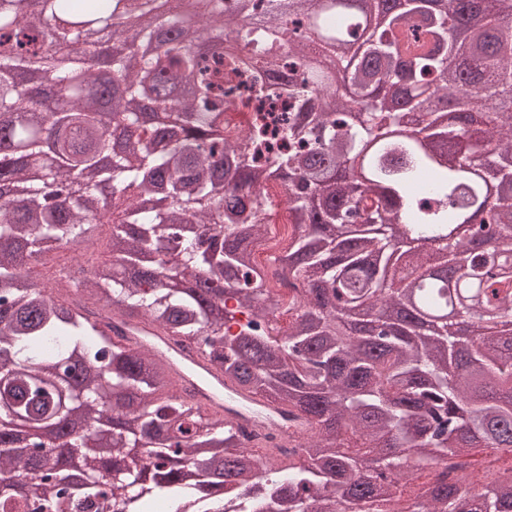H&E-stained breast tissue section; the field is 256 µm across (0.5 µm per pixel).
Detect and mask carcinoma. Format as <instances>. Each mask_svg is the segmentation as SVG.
<instances>
[{
	"label": "carcinoma",
	"mask_w": 512,
	"mask_h": 512,
	"mask_svg": "<svg viewBox=\"0 0 512 512\" xmlns=\"http://www.w3.org/2000/svg\"><path fill=\"white\" fill-rule=\"evenodd\" d=\"M360 2L198 0L187 20L183 0H0V512H512V284L448 238L481 210L475 233L512 247V42L494 0H367L370 29ZM120 22L116 143L82 63ZM242 87L286 123L224 127ZM352 91L376 101L355 112ZM410 114L429 143L389 134ZM273 182L295 224L286 329L253 259ZM392 224L428 248L399 264ZM54 249L84 252L83 278L27 274ZM102 309L311 433L247 446ZM475 317L509 330L474 349L452 328ZM475 448L494 450L481 493Z\"/></svg>",
	"instance_id": "carcinoma-1"
}]
</instances>
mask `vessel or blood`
I'll return each mask as SVG.
<instances>
[{"label": "vessel or blood", "instance_id": "obj_1", "mask_svg": "<svg viewBox=\"0 0 512 512\" xmlns=\"http://www.w3.org/2000/svg\"><path fill=\"white\" fill-rule=\"evenodd\" d=\"M140 332V342L170 363L175 380L190 388L197 400L215 415L237 426L278 431L275 410L265 402L225 385L220 368L202 352L180 347L152 326H141Z\"/></svg>", "mask_w": 512, "mask_h": 512}]
</instances>
